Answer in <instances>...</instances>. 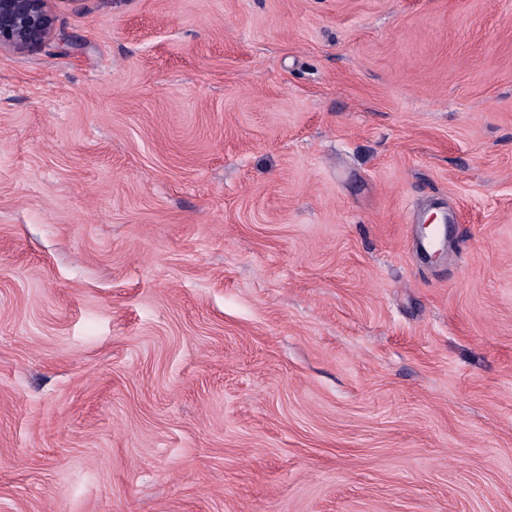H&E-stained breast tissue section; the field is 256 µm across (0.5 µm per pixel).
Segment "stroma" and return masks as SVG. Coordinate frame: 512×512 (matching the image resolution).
Returning a JSON list of instances; mask_svg holds the SVG:
<instances>
[{
    "label": "stroma",
    "instance_id": "35a3bbf8",
    "mask_svg": "<svg viewBox=\"0 0 512 512\" xmlns=\"http://www.w3.org/2000/svg\"><path fill=\"white\" fill-rule=\"evenodd\" d=\"M51 8L0 47V512H512V0Z\"/></svg>",
    "mask_w": 512,
    "mask_h": 512
}]
</instances>
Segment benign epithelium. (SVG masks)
Segmentation results:
<instances>
[{"mask_svg": "<svg viewBox=\"0 0 512 512\" xmlns=\"http://www.w3.org/2000/svg\"><path fill=\"white\" fill-rule=\"evenodd\" d=\"M53 23L49 0H0V47L22 51L39 45Z\"/></svg>", "mask_w": 512, "mask_h": 512, "instance_id": "benign-epithelium-1", "label": "benign epithelium"}]
</instances>
